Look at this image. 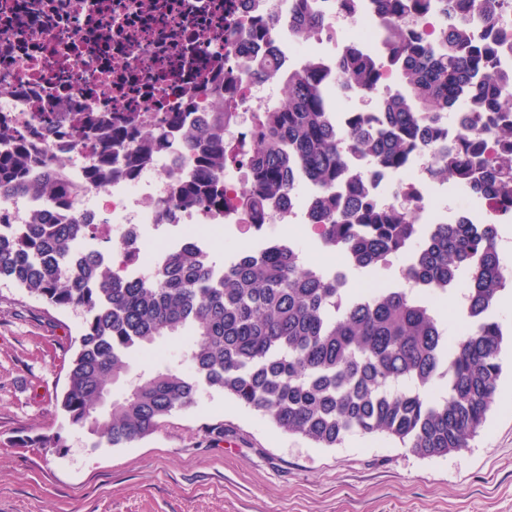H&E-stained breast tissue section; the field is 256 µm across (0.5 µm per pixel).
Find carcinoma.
Wrapping results in <instances>:
<instances>
[{
    "label": "carcinoma",
    "instance_id": "1",
    "mask_svg": "<svg viewBox=\"0 0 512 512\" xmlns=\"http://www.w3.org/2000/svg\"><path fill=\"white\" fill-rule=\"evenodd\" d=\"M387 22L393 74L410 96L383 99L378 127L329 121L328 88L314 65L276 70L264 54L247 69L282 83L284 96L253 117L249 144L224 142L237 113L222 107L213 123L190 132L178 148L194 158L166 212L224 205V168L243 166L248 183L237 196L246 215L264 216L280 200L311 184L320 191L317 236L358 269L388 267L403 256L402 275L428 292L466 284L469 330L454 345L424 292L348 290L345 272L305 261L300 251L266 240L242 251L215 275L204 255L175 249L156 262L153 278L130 280L112 264L91 258L69 266L85 230L71 224H30L0 244V279L45 304L83 311L77 350L68 365L60 407L70 425L96 437L94 447L122 448L153 434L199 392H224L286 433L334 448L349 433L382 434L420 458L443 457L469 446L495 401L504 340L495 308L506 279L493 224H419L409 205L383 207L365 190L364 176L346 171V151L368 156L379 169L401 168L411 152L443 137L442 113H455L475 132L441 149L435 174L485 199L512 206V71L497 66L507 38L496 32L501 0H376ZM449 17L436 37L405 19ZM479 20L486 35L472 37ZM271 22L228 27L225 45L268 37ZM324 20L305 11L299 37L318 36ZM344 86L377 96L382 68L355 46L336 64ZM166 112L145 130L132 112H77L66 134L101 147L91 175L123 164L133 174L145 141L165 146L182 126ZM42 179L30 183L23 139L0 150V193L39 191L59 204L72 189L60 166L45 159ZM159 336L188 340L183 361L190 377L164 359L138 374L128 389L100 400L129 372V358L151 352ZM18 447H66L59 435L25 436Z\"/></svg>",
    "mask_w": 512,
    "mask_h": 512
}]
</instances>
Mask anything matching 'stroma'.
I'll return each instance as SVG.
<instances>
[{"mask_svg": "<svg viewBox=\"0 0 512 512\" xmlns=\"http://www.w3.org/2000/svg\"><path fill=\"white\" fill-rule=\"evenodd\" d=\"M81 322L0 281V512H512L511 343L484 426L444 457L381 435L319 448L215 390L131 446L96 448L56 406ZM23 433L67 446H13Z\"/></svg>", "mask_w": 512, "mask_h": 512, "instance_id": "obj_1", "label": "stroma"}]
</instances>
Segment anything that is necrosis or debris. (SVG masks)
Returning <instances> with one entry per match:
<instances>
[{
  "label": "necrosis or debris",
  "instance_id": "1",
  "mask_svg": "<svg viewBox=\"0 0 512 512\" xmlns=\"http://www.w3.org/2000/svg\"><path fill=\"white\" fill-rule=\"evenodd\" d=\"M311 3L327 20L315 42L298 39L294 9L282 0H260V13L274 17L269 39L228 50L224 30L228 20H245L242 0H0V140L18 137L39 112L61 118L71 112H137L143 126L150 127L163 110L185 113L186 127L193 128L201 114L217 106L205 78L230 71L235 81L228 102L240 119L226 137L248 142L253 113L268 110L279 98L275 81L257 80L244 71L248 57L258 51L268 53L281 69L317 64L328 75L332 99H346L336 61L354 42L388 62L384 23L373 0H356L350 11L340 9L336 0ZM31 144L61 161L81 190L66 207L36 192L0 197L5 216L0 241L45 219L67 223L78 211L93 226L86 248L101 251L123 276L143 280L153 274L156 256L185 245L210 253L225 225L244 221L233 203L246 180L244 168L224 170L225 207L188 208L169 217L161 204L172 194L176 176L190 166L176 148L154 150L134 177L116 173L96 183L89 177L91 148L61 137L58 128L45 129ZM438 155L436 145L424 144L405 167L370 176L372 197L382 205L396 200L413 204L419 223L445 222L448 184L429 173ZM316 199V190L309 188L284 200L262 219V235H272L279 224L310 223ZM130 242L153 246V257H128Z\"/></svg>",
  "mask_w": 512,
  "mask_h": 512
}]
</instances>
